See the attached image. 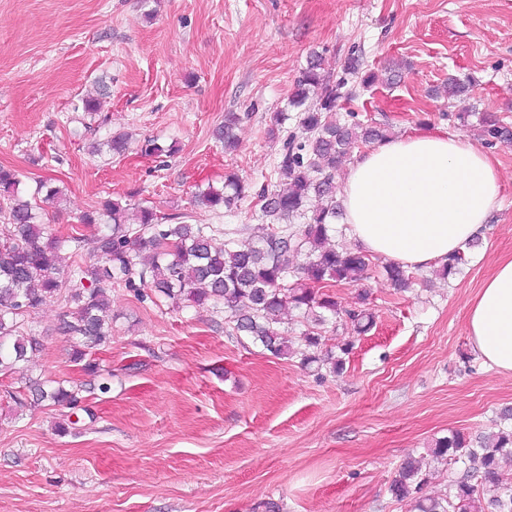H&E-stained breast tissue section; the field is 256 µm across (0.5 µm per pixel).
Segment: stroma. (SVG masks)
Instances as JSON below:
<instances>
[{
  "mask_svg": "<svg viewBox=\"0 0 512 512\" xmlns=\"http://www.w3.org/2000/svg\"><path fill=\"white\" fill-rule=\"evenodd\" d=\"M314 51L336 71L356 54L400 74L348 106L391 136L476 141L485 112L512 124V0H0V166L24 195L41 180L62 189L40 209L55 235L112 199L251 238L254 192L282 146L267 130L278 112L295 128L288 99ZM452 76L470 88L450 100ZM89 95L100 112L75 116ZM228 112L241 117L230 152L213 136ZM119 132L175 152L164 163L92 153L97 135ZM490 154L500 196L459 272L418 268L400 291L375 257L367 279L334 288L344 308L365 294L374 317L365 334L345 317L325 325L323 349L353 345L340 374L228 335L223 309L116 288L112 342L91 377L61 330L69 304L47 300L34 315L41 349L0 373V512H411L390 491L410 456L423 494H444L465 466L433 459L435 439L478 440L512 408V374L483 365L466 331L469 300L512 256V145ZM229 172L252 195L232 213L198 205V188ZM31 377L85 383L86 411L17 405Z\"/></svg>",
  "mask_w": 512,
  "mask_h": 512,
  "instance_id": "stroma-1",
  "label": "stroma"
}]
</instances>
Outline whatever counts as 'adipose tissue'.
<instances>
[{
    "label": "adipose tissue",
    "instance_id": "ef3b65f1",
    "mask_svg": "<svg viewBox=\"0 0 512 512\" xmlns=\"http://www.w3.org/2000/svg\"><path fill=\"white\" fill-rule=\"evenodd\" d=\"M499 172L459 133H419L355 154L339 187L351 239L371 255L425 268L480 235L500 195ZM467 333L480 358L512 374V257L470 300Z\"/></svg>",
    "mask_w": 512,
    "mask_h": 512
}]
</instances>
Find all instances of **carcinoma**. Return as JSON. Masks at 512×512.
Returning a JSON list of instances; mask_svg holds the SVG:
<instances>
[{"instance_id": "cac0c4a2", "label": "carcinoma", "mask_w": 512, "mask_h": 512, "mask_svg": "<svg viewBox=\"0 0 512 512\" xmlns=\"http://www.w3.org/2000/svg\"><path fill=\"white\" fill-rule=\"evenodd\" d=\"M363 88L384 80L378 73L363 69L359 57L350 56L337 76L325 65V58L314 53L296 81L291 96L299 109L296 130L282 141L275 173L286 181L281 190L264 185L257 193L262 233L245 241L241 230L220 224L206 227L170 217L165 224L150 208H141L137 222H128V208L117 201L102 205L98 217L87 215L85 224L103 229L92 240L93 261L76 264L65 271L60 253L69 246L81 249L85 242L77 231L67 236L47 233L39 222L33 199L60 198L59 189L47 182L37 183L32 199L20 195L18 175L0 168V199L4 231L0 232V343L11 339L12 350L0 354V368L11 370L28 361V354L39 350L42 336L29 321L32 313L51 298L73 305L71 319L62 331L78 338L74 360L81 362L88 352L112 342L110 291L122 287L139 298L150 290L174 305L184 302L204 306L222 305L228 312V334L249 336L275 356L300 354L313 362L314 349L322 344L321 329L328 316L338 314V302L330 289L366 278L369 255L330 244L336 221L342 216L336 200V168L355 143L373 144L389 137L388 129L377 123L340 122L336 112L341 103L355 99L356 89L349 78ZM239 117L230 113L216 131L224 148L236 146L233 128ZM485 144L511 145L512 125L491 113L480 117ZM248 193V185L229 175L224 186L198 191V202L213 210L228 212L237 208ZM224 235V245L215 236ZM468 242L441 264L448 277L467 261ZM384 270L398 287L405 288L411 276L399 265ZM302 315L308 329L301 334V345L285 339L276 327L282 311ZM345 315L360 332L369 331L372 316L364 309L351 308ZM35 400H48L70 409L79 407V390L63 387L33 388ZM463 453L467 470L452 480L440 497L422 498L421 468L413 459L401 464L391 492L398 500L412 499L417 512H512V485L503 482L501 461L512 460V431H499L470 442L458 432L435 440L432 454L446 460Z\"/></svg>"}]
</instances>
